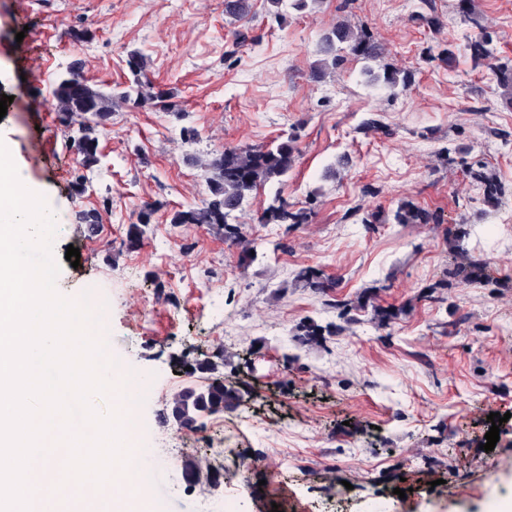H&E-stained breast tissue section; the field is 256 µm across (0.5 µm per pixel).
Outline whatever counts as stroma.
I'll list each match as a JSON object with an SVG mask.
<instances>
[{"mask_svg": "<svg viewBox=\"0 0 512 512\" xmlns=\"http://www.w3.org/2000/svg\"><path fill=\"white\" fill-rule=\"evenodd\" d=\"M250 3L239 19L225 0H0V95L13 98L0 141L55 218L57 288L104 312L113 358L145 378L139 429L153 467L177 473L151 494L155 512L205 499L223 512H497L512 497V419L482 445L490 414L512 412V83L466 44L491 35L512 69V0L465 13L459 0ZM339 21L378 42L408 88L370 84L345 50L313 78ZM134 52L140 101L121 97ZM76 58L114 95L91 169L53 97ZM287 134L297 166L252 192L236 237L172 223L209 199L224 149ZM277 196L307 222L262 223ZM404 204L430 222L395 223ZM89 210L92 236L76 219ZM378 306L398 311L388 328ZM309 318L335 333L299 343ZM208 365L242 401L178 427L173 402L204 387Z\"/></svg>", "mask_w": 512, "mask_h": 512, "instance_id": "obj_1", "label": "stroma"}]
</instances>
